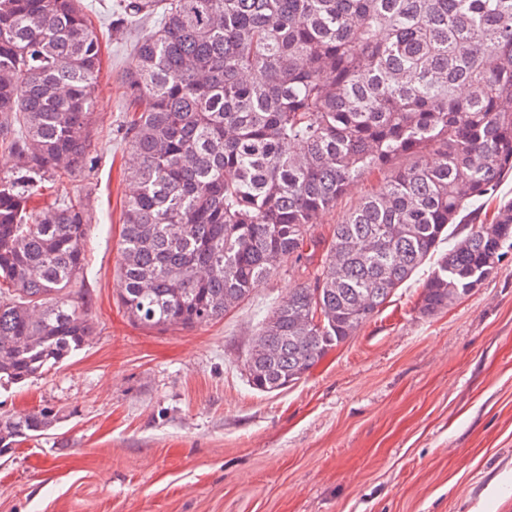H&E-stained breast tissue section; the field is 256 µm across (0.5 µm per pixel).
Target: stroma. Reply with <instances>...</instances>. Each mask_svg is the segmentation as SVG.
I'll return each mask as SVG.
<instances>
[{
  "label": "stroma",
  "instance_id": "35a3bbf8",
  "mask_svg": "<svg viewBox=\"0 0 512 512\" xmlns=\"http://www.w3.org/2000/svg\"><path fill=\"white\" fill-rule=\"evenodd\" d=\"M90 19L102 35L90 161L65 187L89 204L80 297L95 336L0 387L1 414L54 415L0 456V512H512V249L430 318L415 310L424 264L299 383L251 389L249 342L303 270L284 267L213 323L129 321L117 248L136 36H112L103 10Z\"/></svg>",
  "mask_w": 512,
  "mask_h": 512
}]
</instances>
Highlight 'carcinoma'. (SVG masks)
<instances>
[{"mask_svg":"<svg viewBox=\"0 0 512 512\" xmlns=\"http://www.w3.org/2000/svg\"><path fill=\"white\" fill-rule=\"evenodd\" d=\"M111 30L149 16L123 74L128 172L120 301L159 329L211 323L284 264L306 281L261 322L247 385H295L428 260L417 311L470 295L512 248V0H116ZM100 37L79 0H0V385L89 345L75 300L88 204L56 178L88 156ZM378 188L313 234L355 182ZM492 216L473 222L470 206ZM449 244L446 251L441 245ZM49 409L0 415V455Z\"/></svg>","mask_w":512,"mask_h":512,"instance_id":"carcinoma-1","label":"carcinoma"}]
</instances>
